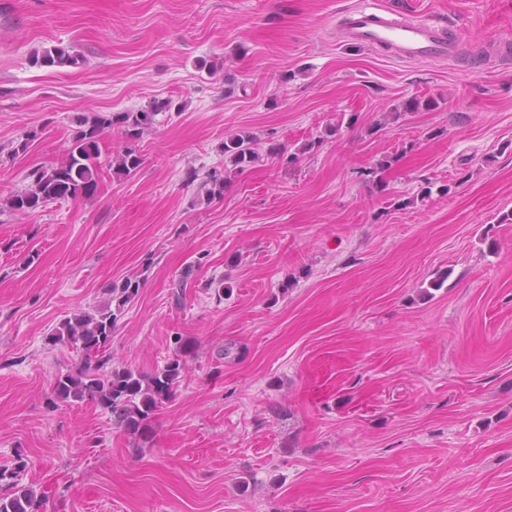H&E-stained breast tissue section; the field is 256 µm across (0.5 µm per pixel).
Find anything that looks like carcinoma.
<instances>
[{"label": "carcinoma", "instance_id": "1", "mask_svg": "<svg viewBox=\"0 0 512 512\" xmlns=\"http://www.w3.org/2000/svg\"><path fill=\"white\" fill-rule=\"evenodd\" d=\"M31 63L38 67H76L84 58L67 47L52 46L33 53ZM172 100H155L136 112H112L108 115H82V129L75 134L66 158L57 165L39 167L27 175V185L5 200L9 210L34 211L51 201L93 197L99 187V139L108 128L118 127L130 140L139 139L154 122L158 112L171 110ZM224 158L237 171L257 164L261 154L249 135L232 134L223 145ZM142 164L137 151L128 147L116 159V171L128 176ZM226 176L221 170L207 173L201 182L209 200L224 196ZM140 280L125 277L104 290L105 300L92 311H79L54 328L49 341L68 345L79 353L78 364L51 381L52 405L95 403L112 417L113 424L127 434L144 438L156 412L171 400L184 365L180 358L163 368L143 373L130 368L112 367L107 348L117 321L127 305L139 294ZM26 469L23 458L12 465H0V512H43L42 498L29 485L21 483Z\"/></svg>", "mask_w": 512, "mask_h": 512}]
</instances>
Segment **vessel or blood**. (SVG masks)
<instances>
[{
    "label": "vessel or blood",
    "instance_id": "obj_1",
    "mask_svg": "<svg viewBox=\"0 0 512 512\" xmlns=\"http://www.w3.org/2000/svg\"><path fill=\"white\" fill-rule=\"evenodd\" d=\"M344 27L349 40L390 50L403 60L451 59L457 53L456 40L438 22L390 16L376 0H361L346 16Z\"/></svg>",
    "mask_w": 512,
    "mask_h": 512
}]
</instances>
